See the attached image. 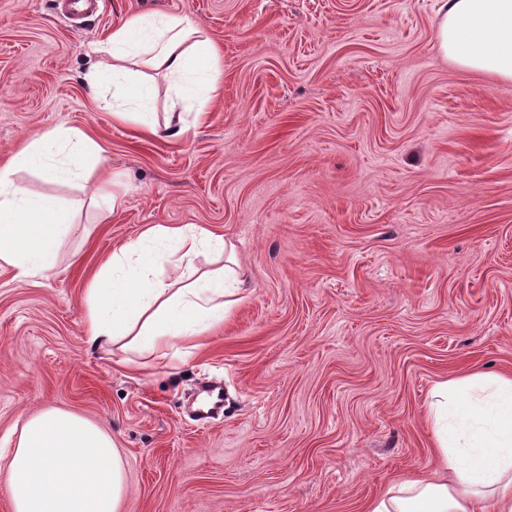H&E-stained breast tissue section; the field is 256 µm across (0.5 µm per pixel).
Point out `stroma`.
<instances>
[{
    "instance_id": "stroma-1",
    "label": "stroma",
    "mask_w": 512,
    "mask_h": 512,
    "mask_svg": "<svg viewBox=\"0 0 512 512\" xmlns=\"http://www.w3.org/2000/svg\"><path fill=\"white\" fill-rule=\"evenodd\" d=\"M59 2L0 0V165L77 128L125 203L22 174L90 235L48 275L0 266V445L38 411L81 415L125 460L122 512H364L432 472L431 387L512 374V85L440 53V0H102L74 22ZM157 11L222 51L180 138L114 122L84 80L114 25ZM150 224L227 237L244 279L164 358L87 339L94 275ZM212 380L224 411L202 422L188 398Z\"/></svg>"
}]
</instances>
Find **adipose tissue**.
<instances>
[{
	"label": "adipose tissue",
	"instance_id": "ef3b65f1",
	"mask_svg": "<svg viewBox=\"0 0 512 512\" xmlns=\"http://www.w3.org/2000/svg\"><path fill=\"white\" fill-rule=\"evenodd\" d=\"M437 43L460 69L512 84V0H442ZM86 76L112 87V117L153 136L178 137L182 113L158 121L147 105L157 88L149 66L169 80L168 95L203 115L218 73L219 51L188 14L127 17L104 42ZM107 167L103 150L78 129L55 128L0 167V265L27 279L54 270L65 237L77 229L73 208L29 192L19 173L76 183ZM218 268L196 273L201 251ZM169 268L190 273L172 288ZM239 272L230 241L201 225L157 224L126 241L105 263L87 296L89 341L129 340L142 352L167 356L178 342L223 322L235 303ZM426 420L441 471L404 479L368 502L365 512H512V377L474 372L437 382ZM13 512H121L126 464L109 434L81 416L47 409L14 432L9 454Z\"/></svg>",
	"mask_w": 512,
	"mask_h": 512
}]
</instances>
